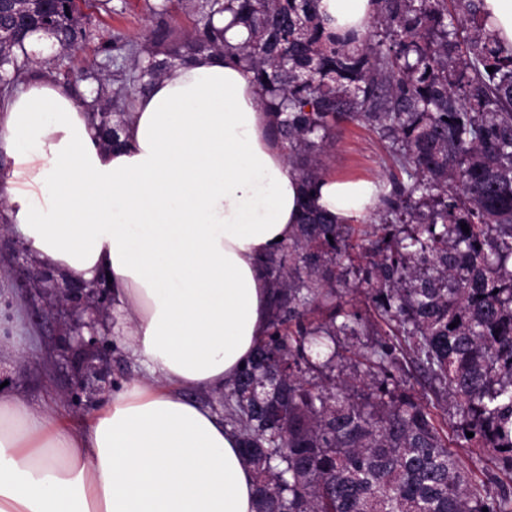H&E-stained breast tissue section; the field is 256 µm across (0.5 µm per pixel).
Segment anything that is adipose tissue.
<instances>
[{
	"instance_id": "adipose-tissue-1",
	"label": "adipose tissue",
	"mask_w": 512,
	"mask_h": 512,
	"mask_svg": "<svg viewBox=\"0 0 512 512\" xmlns=\"http://www.w3.org/2000/svg\"><path fill=\"white\" fill-rule=\"evenodd\" d=\"M375 10L319 4L337 32L366 30ZM270 125L252 72L210 53L136 97L116 150L70 85L29 78L0 101L11 223L44 266L111 277L112 331L142 372L78 425L0 390V512H254L239 435L192 395L251 359L271 312L259 260L305 216ZM375 203L368 181L329 174L317 191L344 224Z\"/></svg>"
}]
</instances>
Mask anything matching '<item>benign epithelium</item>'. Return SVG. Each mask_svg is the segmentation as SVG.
<instances>
[{
    "label": "benign epithelium",
    "mask_w": 512,
    "mask_h": 512,
    "mask_svg": "<svg viewBox=\"0 0 512 512\" xmlns=\"http://www.w3.org/2000/svg\"><path fill=\"white\" fill-rule=\"evenodd\" d=\"M27 275L35 289L46 296L47 310L63 317L58 352L72 366L67 400L100 397L112 387V298L106 282L87 284L55 282L51 270L33 266Z\"/></svg>",
    "instance_id": "7a95c632"
}]
</instances>
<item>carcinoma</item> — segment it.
I'll return each instance as SVG.
<instances>
[{"label": "carcinoma", "mask_w": 512, "mask_h": 512, "mask_svg": "<svg viewBox=\"0 0 512 512\" xmlns=\"http://www.w3.org/2000/svg\"><path fill=\"white\" fill-rule=\"evenodd\" d=\"M79 2L0 14V94L32 64L19 24L37 16L35 36L71 52L87 37ZM168 2L148 5L144 41L106 49L122 79L97 77L87 112L108 113L115 147L137 93L221 55L253 71L308 194L294 239L262 260L267 332L224 392L256 512H512V487L482 493L448 449L450 427L512 474V47L487 31L482 0H376L363 34L327 31L319 0H197L183 36ZM226 12L248 40L215 28ZM342 122L388 142L397 169L370 232L313 197ZM354 292L364 306L343 301ZM368 327L384 340L351 343Z\"/></svg>", "instance_id": "cac0c4a2"}]
</instances>
